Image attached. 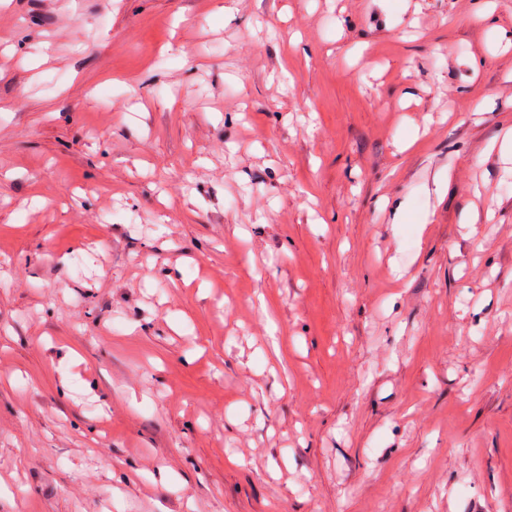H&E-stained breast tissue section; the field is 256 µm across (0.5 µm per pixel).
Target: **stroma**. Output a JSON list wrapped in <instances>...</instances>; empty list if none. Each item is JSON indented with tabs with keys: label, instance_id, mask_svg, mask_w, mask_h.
Returning <instances> with one entry per match:
<instances>
[{
	"label": "stroma",
	"instance_id": "35a3bbf8",
	"mask_svg": "<svg viewBox=\"0 0 512 512\" xmlns=\"http://www.w3.org/2000/svg\"><path fill=\"white\" fill-rule=\"evenodd\" d=\"M0 0V512H512V0Z\"/></svg>",
	"mask_w": 512,
	"mask_h": 512
}]
</instances>
